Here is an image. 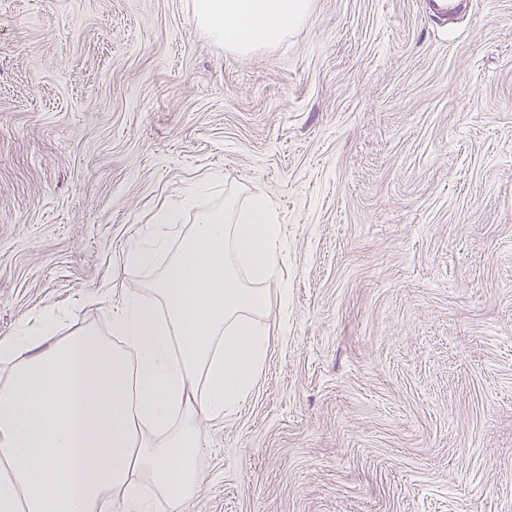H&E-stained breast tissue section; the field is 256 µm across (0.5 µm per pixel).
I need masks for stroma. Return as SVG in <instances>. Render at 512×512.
Here are the masks:
<instances>
[{"label":"stroma","instance_id":"stroma-1","mask_svg":"<svg viewBox=\"0 0 512 512\" xmlns=\"http://www.w3.org/2000/svg\"><path fill=\"white\" fill-rule=\"evenodd\" d=\"M192 5L0 0V339L109 336L159 208L263 196L290 311L184 512H512V0H310L248 55Z\"/></svg>","mask_w":512,"mask_h":512}]
</instances>
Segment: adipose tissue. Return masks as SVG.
<instances>
[{"label":"adipose tissue","mask_w":512,"mask_h":512,"mask_svg":"<svg viewBox=\"0 0 512 512\" xmlns=\"http://www.w3.org/2000/svg\"><path fill=\"white\" fill-rule=\"evenodd\" d=\"M309 0H193L196 25L238 52L296 30ZM182 215L159 209L152 243L133 245L125 266L173 256L152 296H126L112 314L120 350L92 329L55 333L47 310L0 339V512H153L149 480L171 512L198 495L199 418L220 419L255 385L268 349L259 314L287 289L279 275L280 226L259 196Z\"/></svg>","instance_id":"adipose-tissue-1"}]
</instances>
